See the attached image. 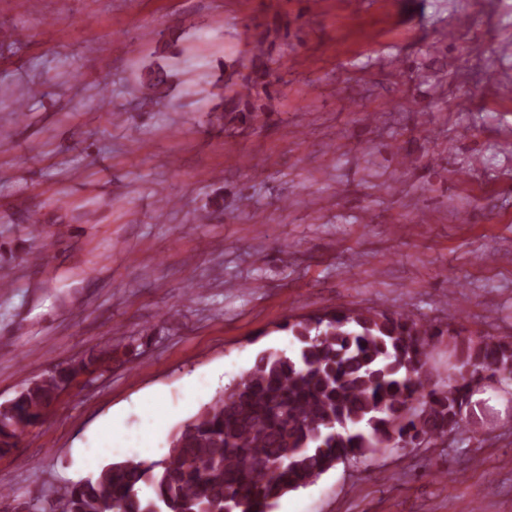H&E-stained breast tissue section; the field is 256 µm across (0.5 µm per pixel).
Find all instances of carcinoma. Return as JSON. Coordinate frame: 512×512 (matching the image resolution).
Listing matches in <instances>:
<instances>
[{"label": "carcinoma", "mask_w": 512, "mask_h": 512, "mask_svg": "<svg viewBox=\"0 0 512 512\" xmlns=\"http://www.w3.org/2000/svg\"><path fill=\"white\" fill-rule=\"evenodd\" d=\"M288 39L279 22L260 31L247 74L222 98L224 122L246 125L270 104L272 51ZM172 74L149 69L140 91L159 102ZM283 328L291 354L264 351L172 434L160 460H111L64 489L60 512H273L291 491L342 461L382 448L430 444L459 430L471 403L467 376L512 380V336L465 337L450 324L397 310L327 308ZM448 342V383H433L435 344ZM112 361L105 350L29 383L0 408V454L18 446L72 381Z\"/></svg>", "instance_id": "1"}]
</instances>
